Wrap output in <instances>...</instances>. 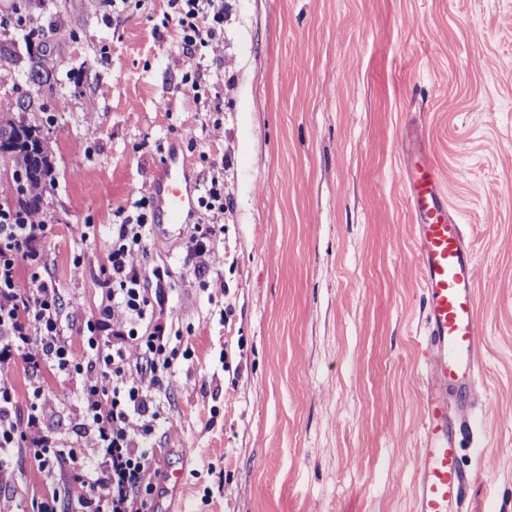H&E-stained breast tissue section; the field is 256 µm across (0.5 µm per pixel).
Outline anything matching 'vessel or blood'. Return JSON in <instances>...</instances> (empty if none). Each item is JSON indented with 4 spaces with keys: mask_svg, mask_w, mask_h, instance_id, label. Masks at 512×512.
<instances>
[{
    "mask_svg": "<svg viewBox=\"0 0 512 512\" xmlns=\"http://www.w3.org/2000/svg\"><path fill=\"white\" fill-rule=\"evenodd\" d=\"M152 193L162 205L166 223H187L196 210L187 174L175 156L165 157ZM407 204L425 321L424 396L412 512H461L473 482L460 464L459 445L478 397L483 336L477 311L478 267L432 162L423 161L412 170Z\"/></svg>",
    "mask_w": 512,
    "mask_h": 512,
    "instance_id": "obj_1",
    "label": "vessel or blood"
}]
</instances>
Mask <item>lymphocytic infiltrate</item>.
Returning <instances> with one entry per match:
<instances>
[{
    "label": "lymphocytic infiltrate",
    "instance_id": "obj_1",
    "mask_svg": "<svg viewBox=\"0 0 512 512\" xmlns=\"http://www.w3.org/2000/svg\"><path fill=\"white\" fill-rule=\"evenodd\" d=\"M166 2L162 27L195 54L183 84L197 103L213 90L198 51L223 40L224 0ZM149 204L146 197L132 201L113 225L103 265L108 302L77 327L43 276L35 242L50 229L46 215L21 201L0 206V483L24 455L42 473H65L81 487L88 512H141L154 490L148 438L163 416L166 387L193 352L173 346L143 286L146 270L134 260L152 236ZM19 369L27 381L22 394L14 382ZM47 370L78 385L65 435L47 424Z\"/></svg>",
    "mask_w": 512,
    "mask_h": 512
}]
</instances>
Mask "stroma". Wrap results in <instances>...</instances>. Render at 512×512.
<instances>
[{"mask_svg": "<svg viewBox=\"0 0 512 512\" xmlns=\"http://www.w3.org/2000/svg\"><path fill=\"white\" fill-rule=\"evenodd\" d=\"M29 9L73 36L10 40L0 116L36 125L52 152L39 203L52 227L37 245L65 312L83 320L106 304L116 212L132 191L151 195L168 153L190 184L224 179L206 278L182 262L189 224L136 257L165 270L145 286L163 291V320L194 352L150 439L144 512H410L423 313L405 183L420 159L479 269L463 464L483 512H512V0H224V38L205 50L220 100L197 105L182 93L191 61L157 25L162 0L108 20L99 0ZM33 52L61 84L49 121L19 108L39 99ZM12 482L11 512L53 494L77 512L68 479L30 460Z\"/></svg>", "mask_w": 512, "mask_h": 512, "instance_id": "obj_1", "label": "stroma"}]
</instances>
